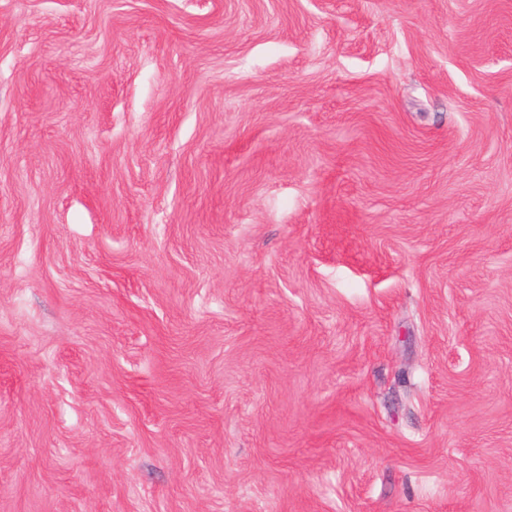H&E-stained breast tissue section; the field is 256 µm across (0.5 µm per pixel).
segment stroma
I'll return each instance as SVG.
<instances>
[{"label":"stroma","instance_id":"obj_1","mask_svg":"<svg viewBox=\"0 0 512 512\" xmlns=\"http://www.w3.org/2000/svg\"><path fill=\"white\" fill-rule=\"evenodd\" d=\"M0 512H512V0H0Z\"/></svg>","mask_w":512,"mask_h":512}]
</instances>
